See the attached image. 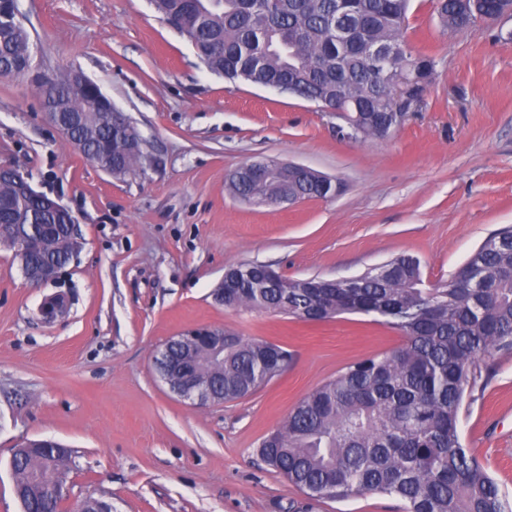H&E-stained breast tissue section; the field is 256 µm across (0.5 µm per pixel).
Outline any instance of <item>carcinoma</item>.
Wrapping results in <instances>:
<instances>
[{"instance_id": "carcinoma-1", "label": "carcinoma", "mask_w": 512, "mask_h": 512, "mask_svg": "<svg viewBox=\"0 0 512 512\" xmlns=\"http://www.w3.org/2000/svg\"><path fill=\"white\" fill-rule=\"evenodd\" d=\"M165 22L185 36L213 73L229 82L291 81L296 94L332 98L361 124L360 138L375 136L373 113L388 110L389 83L423 69L434 71V59L414 52L405 38L410 0H356L367 27L348 42L336 43L330 24L336 0H266L260 13L251 0H151ZM450 29L477 26L489 0H433ZM396 48L388 64L390 81L373 71L364 55L367 42ZM29 47L24 27L0 28V73ZM67 99L72 111L85 116L81 137L89 150L109 145L112 159L126 171L140 156L129 146L134 131L118 138L96 117L95 98L56 77L55 92L41 95L47 105ZM235 197L289 193L300 199H330L342 183L291 174L279 183L257 185L231 179ZM17 198L9 183L0 184V222L10 223L7 209ZM29 220L18 227L39 246L28 258L70 260L66 237H49L40 202H28ZM253 268L251 280L235 281L238 271ZM382 277L369 269L362 287L315 288V281L279 275L275 287L265 284L263 265L242 262L225 269L229 302L247 310L284 313L310 321L350 314L373 315L398 330L403 345L343 367L293 407L280 427L259 445L263 461L313 500L343 501L372 493L400 499L403 512H512L484 465L463 448L458 413L465 386L480 364L512 351V230L481 244L463 264L481 277L482 287L469 288L459 276L433 287L426 284L417 258L399 255ZM292 361L282 345L224 332V358L207 363L204 372L224 389V401L244 398L281 375ZM15 487L26 512H65V498L49 499L44 489L61 472L62 463L47 454L15 455Z\"/></svg>"}]
</instances>
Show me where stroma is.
I'll list each match as a JSON object with an SVG mask.
<instances>
[{"label":"stroma","mask_w":512,"mask_h":512,"mask_svg":"<svg viewBox=\"0 0 512 512\" xmlns=\"http://www.w3.org/2000/svg\"><path fill=\"white\" fill-rule=\"evenodd\" d=\"M18 8L34 66L96 82L130 117L145 158L123 176L99 170L51 125L28 76L0 75V164L67 208L77 241L38 288L0 245V512H21L10 461L26 440L67 447L66 512L89 495L112 512H401L378 494L309 499L258 453L301 398L346 364L398 348L401 334L362 314L303 322L231 310L211 291L239 262L341 279L400 254L436 282L512 226V18L454 32L431 0H411L405 36L434 56V81L387 138L351 141L312 103L211 73L149 0ZM264 158L310 167L343 190L247 205L227 177ZM55 295L67 311L44 321L41 305ZM197 326L279 343L293 361L245 398L186 404L153 356ZM458 431L512 500V353L481 365Z\"/></svg>","instance_id":"obj_1"}]
</instances>
